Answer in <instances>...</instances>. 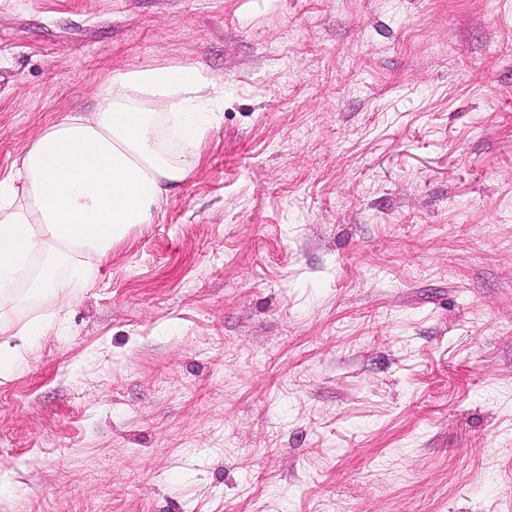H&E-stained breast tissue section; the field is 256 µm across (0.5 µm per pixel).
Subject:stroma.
I'll list each match as a JSON object with an SVG mask.
<instances>
[{
    "mask_svg": "<svg viewBox=\"0 0 512 512\" xmlns=\"http://www.w3.org/2000/svg\"><path fill=\"white\" fill-rule=\"evenodd\" d=\"M223 119L0 376V512H512V0H0V170L141 64Z\"/></svg>",
    "mask_w": 512,
    "mask_h": 512,
    "instance_id": "1",
    "label": "stroma"
}]
</instances>
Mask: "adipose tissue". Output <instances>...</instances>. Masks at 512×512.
<instances>
[{
    "instance_id": "obj_1",
    "label": "adipose tissue",
    "mask_w": 512,
    "mask_h": 512,
    "mask_svg": "<svg viewBox=\"0 0 512 512\" xmlns=\"http://www.w3.org/2000/svg\"><path fill=\"white\" fill-rule=\"evenodd\" d=\"M88 112L46 123L0 172V312L83 283L136 224L152 223L216 128L224 88L200 66L112 73Z\"/></svg>"
}]
</instances>
